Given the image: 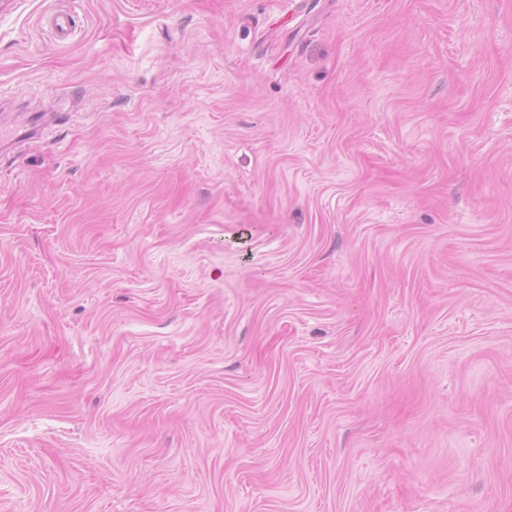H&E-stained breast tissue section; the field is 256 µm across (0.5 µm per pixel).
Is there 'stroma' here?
Segmentation results:
<instances>
[{"instance_id": "obj_1", "label": "stroma", "mask_w": 512, "mask_h": 512, "mask_svg": "<svg viewBox=\"0 0 512 512\" xmlns=\"http://www.w3.org/2000/svg\"><path fill=\"white\" fill-rule=\"evenodd\" d=\"M0 512H512V0H0Z\"/></svg>"}]
</instances>
